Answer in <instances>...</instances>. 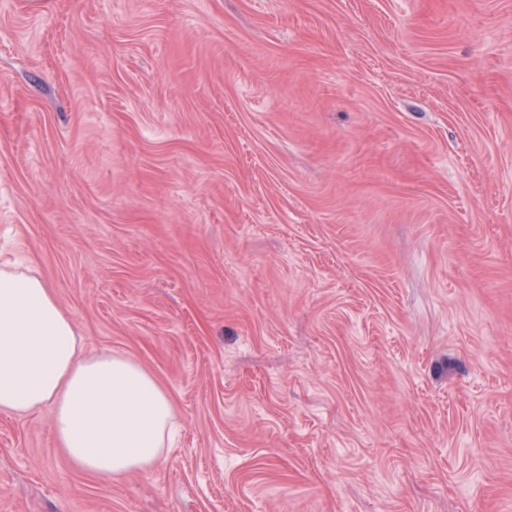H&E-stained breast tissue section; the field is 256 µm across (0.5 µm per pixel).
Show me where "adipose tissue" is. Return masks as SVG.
<instances>
[{
    "mask_svg": "<svg viewBox=\"0 0 512 512\" xmlns=\"http://www.w3.org/2000/svg\"><path fill=\"white\" fill-rule=\"evenodd\" d=\"M46 406L66 457L107 482L156 465L175 427L149 372L118 353L84 356L45 281L25 263L0 265V411L22 417Z\"/></svg>",
    "mask_w": 512,
    "mask_h": 512,
    "instance_id": "adipose-tissue-1",
    "label": "adipose tissue"
}]
</instances>
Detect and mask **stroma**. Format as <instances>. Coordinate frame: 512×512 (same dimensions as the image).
Returning <instances> with one entry per match:
<instances>
[{
  "label": "stroma",
  "instance_id": "1",
  "mask_svg": "<svg viewBox=\"0 0 512 512\" xmlns=\"http://www.w3.org/2000/svg\"><path fill=\"white\" fill-rule=\"evenodd\" d=\"M15 259L178 434L0 512H512V0H0Z\"/></svg>",
  "mask_w": 512,
  "mask_h": 512
}]
</instances>
